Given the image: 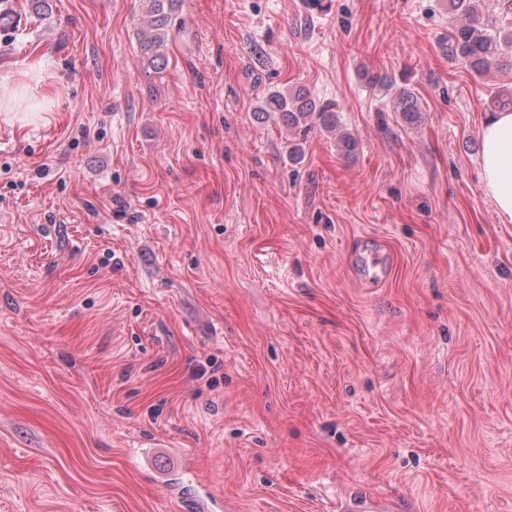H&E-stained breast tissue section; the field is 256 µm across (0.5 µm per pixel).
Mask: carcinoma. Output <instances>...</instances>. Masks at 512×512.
<instances>
[{"label":"carcinoma","instance_id":"obj_1","mask_svg":"<svg viewBox=\"0 0 512 512\" xmlns=\"http://www.w3.org/2000/svg\"><path fill=\"white\" fill-rule=\"evenodd\" d=\"M176 0H143L147 10V26L141 32L139 47L154 72L165 69L167 63V39ZM500 14L490 15L481 9L483 0H448L449 9L461 17L450 35L447 51L461 58L477 74L491 69L512 71V26H504L500 17L512 15V0H496ZM512 111V89L495 92L490 100V111ZM397 111L409 123L421 119L422 108L415 94L405 88L397 98ZM277 113L288 126L311 129L315 121L327 131L338 128L335 105L318 104L301 89L286 93L271 90L254 111L258 116Z\"/></svg>","mask_w":512,"mask_h":512}]
</instances>
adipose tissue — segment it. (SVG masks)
<instances>
[{
    "mask_svg": "<svg viewBox=\"0 0 512 512\" xmlns=\"http://www.w3.org/2000/svg\"><path fill=\"white\" fill-rule=\"evenodd\" d=\"M480 190L504 222H512V111L489 115L481 128Z\"/></svg>",
    "mask_w": 512,
    "mask_h": 512,
    "instance_id": "adipose-tissue-1",
    "label": "adipose tissue"
}]
</instances>
